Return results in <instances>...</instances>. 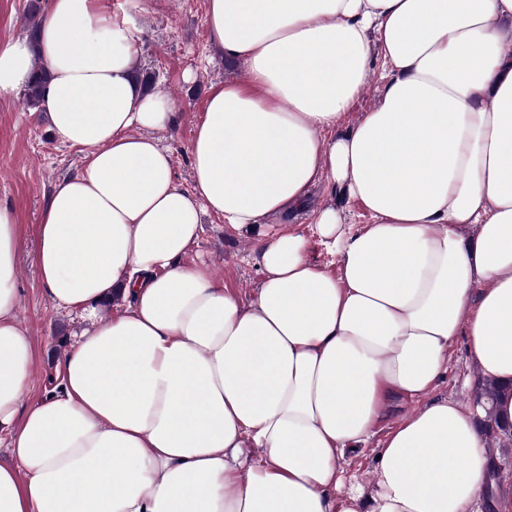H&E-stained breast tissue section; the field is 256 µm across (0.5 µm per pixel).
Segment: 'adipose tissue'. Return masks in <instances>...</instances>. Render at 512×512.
I'll use <instances>...</instances> for the list:
<instances>
[{
  "mask_svg": "<svg viewBox=\"0 0 512 512\" xmlns=\"http://www.w3.org/2000/svg\"><path fill=\"white\" fill-rule=\"evenodd\" d=\"M138 11L51 0L37 43H0V99L42 65L50 128L83 155L42 210L38 269L87 322L26 404L0 205V512H481L486 437L434 392L467 336L512 424V0H207L211 46L248 74L211 88L189 189L154 135L173 104L135 77ZM377 57L380 99L339 133ZM322 184L370 218L315 212L334 274L284 222ZM205 213L253 236L250 295L182 264ZM397 400L417 408L378 435ZM375 435L369 495L339 461Z\"/></svg>",
  "mask_w": 512,
  "mask_h": 512,
  "instance_id": "adipose-tissue-1",
  "label": "adipose tissue"
}]
</instances>
